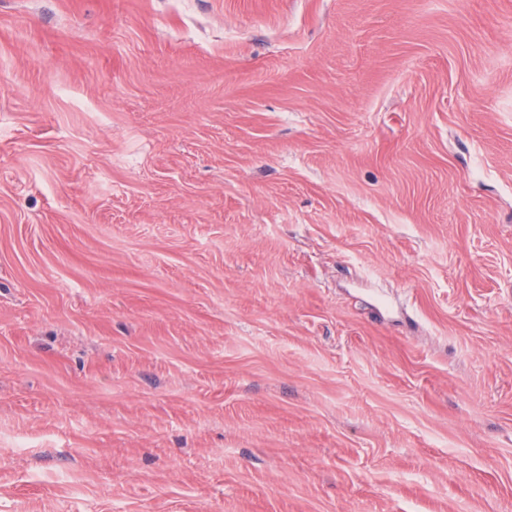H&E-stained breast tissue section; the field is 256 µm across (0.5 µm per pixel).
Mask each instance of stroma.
<instances>
[{"instance_id": "35a3bbf8", "label": "stroma", "mask_w": 512, "mask_h": 512, "mask_svg": "<svg viewBox=\"0 0 512 512\" xmlns=\"http://www.w3.org/2000/svg\"><path fill=\"white\" fill-rule=\"evenodd\" d=\"M0 512H512V0H0Z\"/></svg>"}]
</instances>
